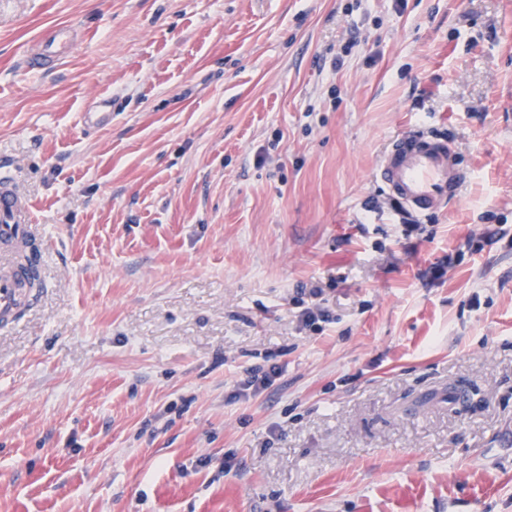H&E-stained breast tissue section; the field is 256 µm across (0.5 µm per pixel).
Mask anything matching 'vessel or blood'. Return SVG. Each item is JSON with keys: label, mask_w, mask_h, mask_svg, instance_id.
Listing matches in <instances>:
<instances>
[{"label": "vessel or blood", "mask_w": 512, "mask_h": 512, "mask_svg": "<svg viewBox=\"0 0 512 512\" xmlns=\"http://www.w3.org/2000/svg\"><path fill=\"white\" fill-rule=\"evenodd\" d=\"M61 55L59 41H44L27 58L32 70H42ZM379 181L403 207L424 214L456 201L468 181L450 141L421 131L396 137L376 173ZM31 206L14 187L11 177L0 173V322L9 323L25 298L19 286L15 255L35 236Z\"/></svg>", "instance_id": "obj_1"}]
</instances>
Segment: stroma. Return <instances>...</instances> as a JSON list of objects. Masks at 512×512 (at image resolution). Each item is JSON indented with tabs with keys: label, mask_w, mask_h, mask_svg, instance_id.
<instances>
[{
	"label": "stroma",
	"mask_w": 512,
	"mask_h": 512,
	"mask_svg": "<svg viewBox=\"0 0 512 512\" xmlns=\"http://www.w3.org/2000/svg\"><path fill=\"white\" fill-rule=\"evenodd\" d=\"M410 129L470 178L408 233ZM2 160L0 512H512V0H0ZM62 36L56 41L53 37L44 41L39 50L27 57V66L31 70H43L61 56ZM36 235L31 206L14 187L8 174L0 173V322L7 324L26 297L19 287L15 255ZM283 367L278 363H272L266 369L261 366H254L245 369L246 377L237 383L236 398L249 397L261 390L270 387L282 374Z\"/></svg>",
	"instance_id": "stroma-1"
}]
</instances>
